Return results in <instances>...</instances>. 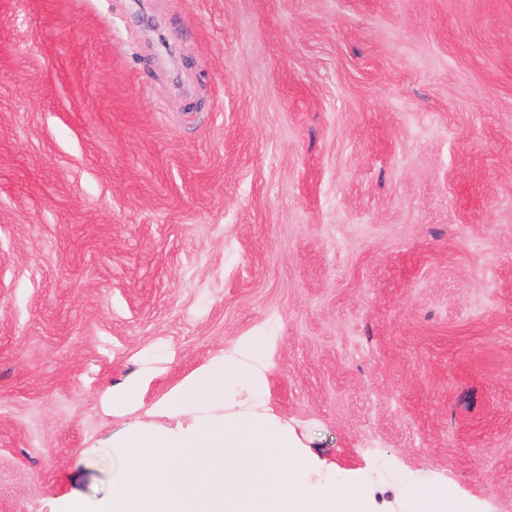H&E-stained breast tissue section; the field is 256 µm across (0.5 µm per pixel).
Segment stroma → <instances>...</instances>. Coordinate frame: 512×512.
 Returning <instances> with one entry per match:
<instances>
[{"label": "stroma", "instance_id": "1", "mask_svg": "<svg viewBox=\"0 0 512 512\" xmlns=\"http://www.w3.org/2000/svg\"><path fill=\"white\" fill-rule=\"evenodd\" d=\"M255 335L305 484L512 512V0H0V512ZM148 378V374H143L138 382L119 391H112V405L122 409L137 407L141 402V392ZM414 489L411 487L408 491L415 497L419 511L422 512H447L448 502L452 500V496L448 493L446 486H435L436 489Z\"/></svg>", "mask_w": 512, "mask_h": 512}]
</instances>
